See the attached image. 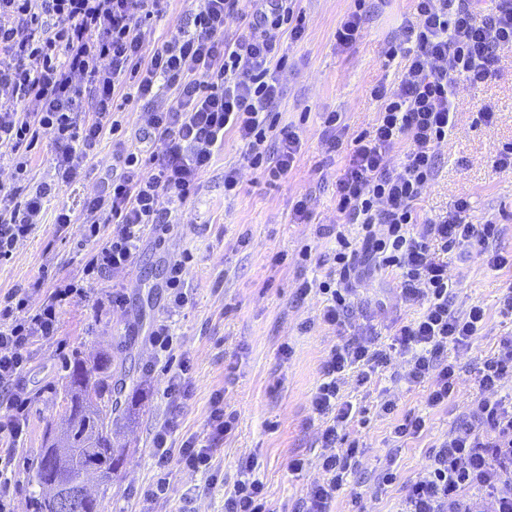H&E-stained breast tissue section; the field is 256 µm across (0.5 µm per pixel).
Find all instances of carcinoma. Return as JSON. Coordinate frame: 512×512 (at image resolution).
Here are the masks:
<instances>
[{"mask_svg": "<svg viewBox=\"0 0 512 512\" xmlns=\"http://www.w3.org/2000/svg\"><path fill=\"white\" fill-rule=\"evenodd\" d=\"M63 378L62 389L69 405L65 416L69 419V433L73 456L64 457L54 448L52 428L44 433L45 448L37 468L38 484L51 481L61 487L77 483L79 466L92 463L99 467L104 478L120 462L123 449L112 445V427L118 422V408L112 402V361L109 353L101 351L92 365L79 357Z\"/></svg>", "mask_w": 512, "mask_h": 512, "instance_id": "obj_1", "label": "carcinoma"}]
</instances>
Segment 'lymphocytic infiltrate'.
I'll return each mask as SVG.
<instances>
[{
  "label": "lymphocytic infiltrate",
  "instance_id": "obj_1",
  "mask_svg": "<svg viewBox=\"0 0 512 512\" xmlns=\"http://www.w3.org/2000/svg\"><path fill=\"white\" fill-rule=\"evenodd\" d=\"M168 0H0V156L15 159L19 174L12 186L0 185V265L13 257L19 240L40 223L44 200L53 184L30 185L24 178L27 153L43 135L55 145L56 183L80 179L87 149L105 135V120L132 98L170 90L176 103L150 113L130 143L117 153L123 165L107 192L84 203V241L94 242L83 273L119 272L139 251L146 230H163L169 212L160 198L183 203L197 196L202 177L226 134L246 148L253 167L271 176L290 172L301 151L292 126H280L277 106L283 96L281 73L287 55L277 40L299 41L306 16L298 0H198L191 32L173 36L152 54L143 52V27L165 9ZM242 22L237 38L224 34L227 19ZM512 48V0H415L414 17L405 21L387 55H404L406 63L393 87L376 85L380 103L369 129L344 142L345 124L338 112L326 113L322 136L329 151L347 150L349 160L336 177V209L345 218L333 225L336 250L323 280L306 281L300 294L325 297L322 320L345 331L322 366L323 379L310 399L318 420L325 475L312 486L304 512H331L336 498L359 466L357 444L341 448L353 406L341 391L348 378L371 386L379 367L400 352L403 380L428 384L426 403L437 407L453 398L459 384L455 364L444 358L448 348H466L486 319L477 304L458 313L451 307L453 283L445 254L468 246L486 248L498 234L492 220L468 221L470 204L459 199L454 212L425 217L419 201L436 180L437 148L456 131V76L470 84L496 76L501 54ZM91 99L93 119H85L82 102ZM36 110H27V103ZM157 148L143 154L140 145ZM402 152L400 168L390 156ZM112 217L102 234L99 215ZM400 273V299L422 306L417 320L401 326L391 345L372 343L367 329L350 325L353 284L363 266ZM78 280L56 283L39 307L27 293L0 296V385L12 386L22 374L30 346L59 334V314L82 298ZM512 380V336L475 371L478 394L460 423L431 448L429 463L404 496L399 512H512V397L503 396ZM236 421L215 395L209 414V440L193 437L173 445L176 425L168 416L156 430L153 448L158 469L147 498L166 500L168 468L208 474L213 470L215 440L229 435ZM254 457L243 459L239 477L224 499V512H276L264 486L253 479Z\"/></svg>",
  "mask_w": 512,
  "mask_h": 512
}]
</instances>
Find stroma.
I'll return each instance as SVG.
<instances>
[{"label":"stroma","instance_id":"stroma-1","mask_svg":"<svg viewBox=\"0 0 512 512\" xmlns=\"http://www.w3.org/2000/svg\"><path fill=\"white\" fill-rule=\"evenodd\" d=\"M306 31L299 41H283L290 66L281 75L285 93L279 103L281 125L296 128L303 143L291 172L270 180L254 169L235 136L226 135L211 167L204 174L200 194L183 205L160 199L161 209L172 212L164 233H146L131 265L121 273L83 279L85 251L77 247L83 237V204L99 193L112 173L118 142L130 139L144 126L151 108H166L173 101L163 92L154 105L131 101L113 116L115 133L105 135L89 151L81 178L47 197L41 224L18 242L12 259L0 265V293L27 289L32 306H39L61 279L79 278L86 296L64 307L59 338L35 342L18 384L30 404L27 428L20 441L0 436V449L8 450L7 474L12 479L15 512H33L32 497L39 493L36 471L44 446L43 431L58 422L66 409L61 388L66 360L106 350L112 357V384L117 387L119 409L127 423L118 424L112 440L125 451L123 464L110 480H94L90 491L101 512H147L146 494L156 464L152 439L169 414L178 425L173 443L205 437L214 393L224 396V408L234 413V431L219 442L213 465L223 477L212 483L206 475L172 468L165 512H224V495L236 478L241 458L259 460L257 478L277 512H301L307 493L323 473L317 465L318 426L310 420L309 401L321 381V367L330 349L340 343L333 327L322 321L321 295L299 296L302 281L320 278L323 261L335 246L331 237L315 233L317 225L336 224V175L344 167L345 153L328 151L321 134L323 115L342 113L347 124L345 141H352L375 118L379 103L371 95L378 83L393 84L400 61L388 60L386 51L397 28L412 17L414 0H365L362 32L350 48L340 50L334 33L354 8L353 0H302ZM194 0H170L145 31L143 51L154 50L180 31L191 30ZM458 130L438 149L435 183L419 201L427 217L453 211L459 198H468L475 220L492 219L499 234L492 251H512V172L494 168L502 144L512 142V50L505 51L495 78L480 86L458 77ZM496 114L493 124L477 120L482 106ZM237 168L240 184L225 192L224 171ZM310 199L312 221L295 223L296 197ZM69 210L73 222L59 229L55 219ZM311 259L301 262L302 248ZM190 254L185 279L192 293L188 304L174 316L176 342L171 354L161 355L150 342L157 318L166 311V261ZM285 263H277L278 255ZM448 274L455 283L453 307L465 311L482 305L486 323L465 350H449V362L461 370L458 391L448 405L428 408L426 386H408L400 375L404 360L392 354L379 369L370 389L348 381L345 400L356 409L346 437L365 453L351 486L361 498L362 512H397L410 482L428 463V450L441 442L461 420L476 393L474 371L496 348L501 337L512 334V321L498 313L504 288L512 282V269L490 270L479 253L450 252ZM398 272L375 273L360 283L353 323L367 326L376 341L389 344L395 330L416 319L418 306L397 304L394 290ZM122 287L125 304L108 302L113 286ZM187 365V388L177 401L165 394L169 377ZM395 400L394 414L380 415L381 396ZM426 418L416 438H395L393 427L406 415ZM392 456L395 480L379 484L380 459ZM302 458L306 468L293 472L289 463ZM192 501H184L186 489Z\"/></svg>","mask_w":512,"mask_h":512}]
</instances>
